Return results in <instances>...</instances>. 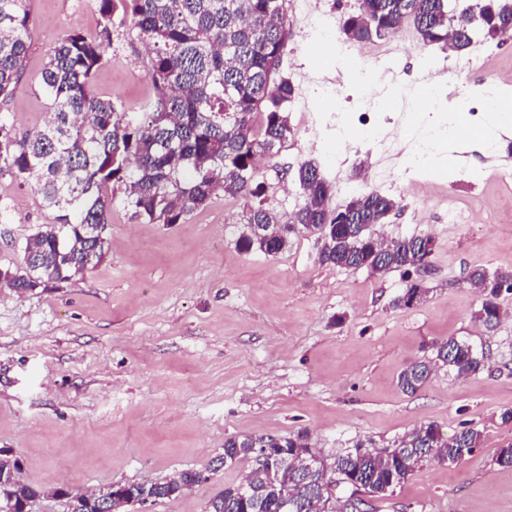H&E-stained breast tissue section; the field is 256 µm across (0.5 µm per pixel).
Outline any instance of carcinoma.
Returning <instances> with one entry per match:
<instances>
[{
    "label": "carcinoma",
    "instance_id": "obj_1",
    "mask_svg": "<svg viewBox=\"0 0 512 512\" xmlns=\"http://www.w3.org/2000/svg\"><path fill=\"white\" fill-rule=\"evenodd\" d=\"M100 15L94 37L80 33L60 38L41 73L48 100L40 127L20 131L8 113H0V177L32 183L55 223L28 237L22 261L0 268V288L26 293L58 288L103 261L109 244L99 225L108 223L119 204L150 224H181L218 191L245 201L236 247L245 254L274 256L288 249L293 236L331 224V245L319 252L323 264L365 268L385 274L416 268L432 251L424 238L401 237L384 248L368 226L386 223L399 203L377 190L361 191L344 209L331 207L332 185L314 162L299 165L296 181L303 202L287 220L264 197L256 159H273L293 131L288 105L296 89L280 74L288 44L284 0H95ZM512 0H468L448 13V0H361L359 11L340 27L345 41L367 42L391 34L412 21L425 44L468 48L476 34L494 40L512 31ZM131 21L148 46L147 75L155 98L143 112L119 108L95 92L92 80L112 59V35ZM27 0H0V98L11 97L24 72L29 49ZM262 113L259 128L253 117ZM484 299L475 318L498 320L496 302L512 289V271L490 273L482 267L467 276ZM438 367L467 377L482 358L467 343L450 338L434 347L433 357L414 362L398 383L414 393ZM308 436L241 435L224 440L222 462L249 464L248 494L231 484L213 497L206 512H317L329 503L331 483L345 484L349 497H388L414 471L438 455L458 458L480 444L481 432L464 425L450 436L433 423L422 424L381 452L354 448L336 457L328 474L300 477L273 487L253 455L275 441L288 452L309 448ZM197 485V471L178 474L143 488L153 501L170 499ZM41 491L13 478L0 487V501L31 503ZM69 512H97L96 500L83 492L69 498Z\"/></svg>",
    "mask_w": 512,
    "mask_h": 512
}]
</instances>
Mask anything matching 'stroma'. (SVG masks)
<instances>
[{
	"label": "stroma",
	"instance_id": "35a3bbf8",
	"mask_svg": "<svg viewBox=\"0 0 512 512\" xmlns=\"http://www.w3.org/2000/svg\"><path fill=\"white\" fill-rule=\"evenodd\" d=\"M358 8V0H285L281 73L297 85L288 106L294 135L274 160L259 159V172L281 212L302 201L293 174L306 160L335 185L332 208L349 201L345 182L398 201L380 232L432 237L423 298L395 306L408 283L402 272L321 263L320 245L306 233L275 256L241 253L235 238L244 202L221 193L181 224H150L113 208L102 263L60 288H0V452L41 489L32 512H68L67 499L54 494L60 487L85 492L187 469L210 478L156 501L150 512H206L247 469L242 462L214 470L227 437L303 432L331 461L360 442L391 446L424 423L447 436L471 424L480 445L452 466H422L376 501L375 512H512V471L493 462L498 448L512 444V423L501 420L512 408V293H501V320L488 329L475 317L483 296L465 281L475 266L512 271V207L494 216L482 210L483 200L498 195L497 173L471 158L407 166L392 184L375 179L387 156L379 142L359 135L356 115L376 112L387 132L402 117L375 105L384 86L375 55L388 39L359 46L338 33ZM28 9L24 76L13 96L0 100V112L24 128L42 122L41 72L55 42L99 29L94 0H28ZM400 33L407 50L394 64L408 85L446 51L423 43L412 22ZM328 42L343 46L355 74L332 64L339 83L322 97L301 83L300 72ZM463 55L469 70L446 75L440 86L472 127L468 95L492 86L512 96V42L478 38ZM148 62L137 29L123 25L93 87L117 106L139 110L154 97ZM348 130L358 136L346 145ZM452 205L479 216L448 223ZM53 221L33 188L0 179V266L20 263L26 238ZM451 337L482 352L483 369L458 378L438 368L416 393L403 392L401 371Z\"/></svg>",
	"mask_w": 512,
	"mask_h": 512
}]
</instances>
